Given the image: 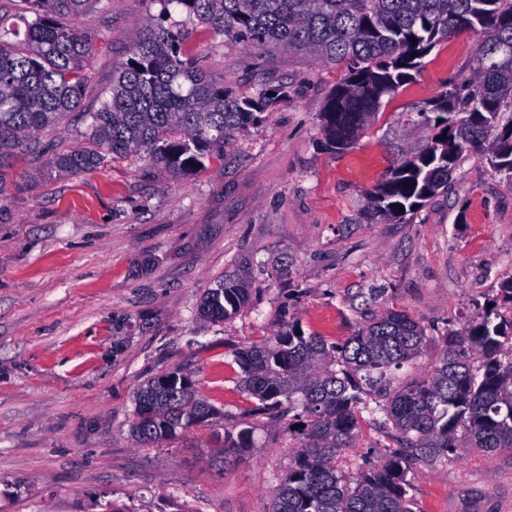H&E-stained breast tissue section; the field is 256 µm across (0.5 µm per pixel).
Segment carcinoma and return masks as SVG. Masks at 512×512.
I'll return each instance as SVG.
<instances>
[{"label": "carcinoma", "mask_w": 512, "mask_h": 512, "mask_svg": "<svg viewBox=\"0 0 512 512\" xmlns=\"http://www.w3.org/2000/svg\"><path fill=\"white\" fill-rule=\"evenodd\" d=\"M24 29L0 21V172L36 149L37 135L78 109L94 38L73 20L101 0H23ZM159 13L112 79L111 96L88 123L86 146L59 153L55 168L90 171L142 152L190 175L288 96L285 85L251 95L210 82L186 46L190 23L249 47L346 64L321 113L327 144L345 149L382 99L411 82L421 59L460 31L481 34L474 76L412 108L439 129L425 148L400 159L370 196L367 218L401 219L440 190L463 153L479 152L512 180V0H155ZM184 15L180 21L173 13ZM27 49L19 52L15 42ZM249 282L232 275L208 290L199 314L212 323L241 311ZM430 372L398 388L389 376L411 366L425 328L390 311L344 343L281 325L262 343L234 353L240 388L269 422L295 421L302 442L279 479L272 512H413L408 478L419 465L446 461L466 444L512 448V315L498 304L444 338ZM186 375L166 373L136 391L131 434L141 444L173 440L209 420ZM394 442L383 459L346 475L336 456L355 447L363 415ZM253 430L224 432V452L250 448Z\"/></svg>", "instance_id": "1"}]
</instances>
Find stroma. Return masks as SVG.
<instances>
[{"label": "stroma", "instance_id": "stroma-1", "mask_svg": "<svg viewBox=\"0 0 512 512\" xmlns=\"http://www.w3.org/2000/svg\"><path fill=\"white\" fill-rule=\"evenodd\" d=\"M158 12L152 0H100L78 18L95 37L81 109L0 177V512H104L112 502L132 512H271L297 442L253 416L237 349L289 319L341 343L401 310L428 336L397 372L401 384L427 372L448 331L512 278V181L481 156L464 154L447 189L405 218L363 216L402 150L434 134L408 122L410 107L471 77L467 31L435 46L342 152L326 147L320 114L344 66L196 31L188 46L215 83L240 93L283 83L287 99L188 178L142 154L77 175L52 169L55 154L84 145L86 113L108 97ZM228 271L249 279L251 301L212 324L199 304ZM172 371L188 374L217 415L139 445L135 391ZM248 426L255 447L225 453V431ZM390 443L363 421L336 464H377ZM411 495L415 512H512V448H461L418 467Z\"/></svg>", "mask_w": 512, "mask_h": 512}]
</instances>
